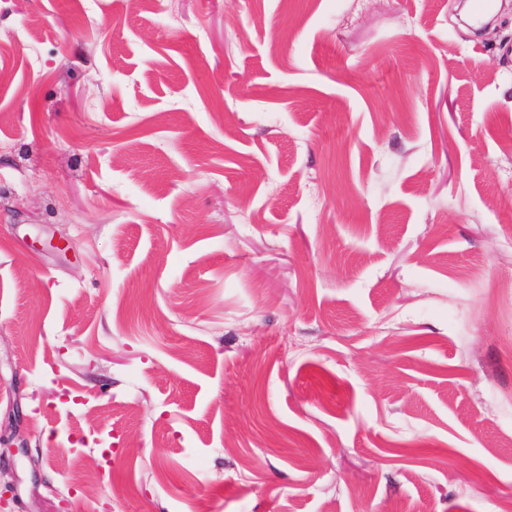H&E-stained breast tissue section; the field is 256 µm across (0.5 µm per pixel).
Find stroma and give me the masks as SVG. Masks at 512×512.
<instances>
[{
    "label": "stroma",
    "instance_id": "1",
    "mask_svg": "<svg viewBox=\"0 0 512 512\" xmlns=\"http://www.w3.org/2000/svg\"><path fill=\"white\" fill-rule=\"evenodd\" d=\"M84 3L0 0L6 512H501L512 0Z\"/></svg>",
    "mask_w": 512,
    "mask_h": 512
}]
</instances>
